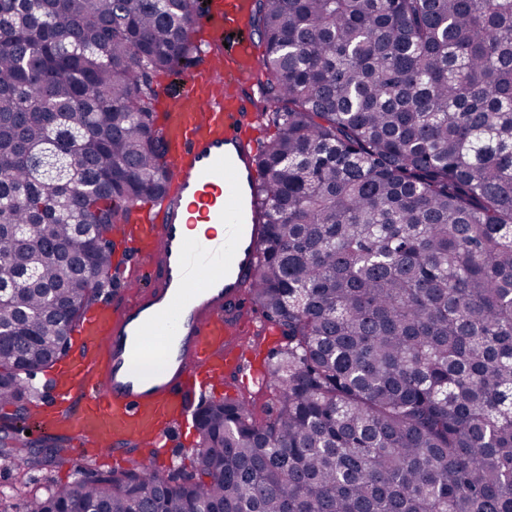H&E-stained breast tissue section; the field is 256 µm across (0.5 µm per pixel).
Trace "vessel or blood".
Returning <instances> with one entry per match:
<instances>
[{
	"label": "vessel or blood",
	"instance_id": "vessel-or-blood-1",
	"mask_svg": "<svg viewBox=\"0 0 512 512\" xmlns=\"http://www.w3.org/2000/svg\"><path fill=\"white\" fill-rule=\"evenodd\" d=\"M250 11V0H212L195 18L212 55L163 95L169 188L120 230L149 283L89 310L72 331L82 355L54 366L56 401L38 422L82 449L124 459L133 446L174 447L203 392L244 373L266 380L245 334L250 325L274 332L249 292L263 240L259 147L243 93L260 67ZM198 224L205 240L191 233Z\"/></svg>",
	"mask_w": 512,
	"mask_h": 512
}]
</instances>
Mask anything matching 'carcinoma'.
<instances>
[{"instance_id": "cac0c4a2", "label": "carcinoma", "mask_w": 512, "mask_h": 512, "mask_svg": "<svg viewBox=\"0 0 512 512\" xmlns=\"http://www.w3.org/2000/svg\"><path fill=\"white\" fill-rule=\"evenodd\" d=\"M202 9L0 0V460L169 181L152 77L203 60ZM250 25L274 405L201 403L189 467L28 491L69 463L47 435L0 512H512V0H254Z\"/></svg>"}]
</instances>
